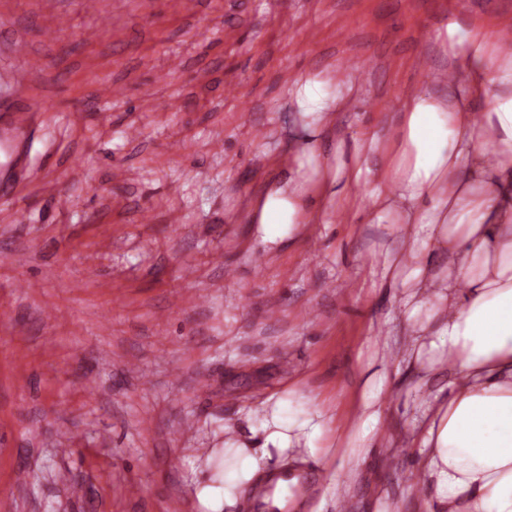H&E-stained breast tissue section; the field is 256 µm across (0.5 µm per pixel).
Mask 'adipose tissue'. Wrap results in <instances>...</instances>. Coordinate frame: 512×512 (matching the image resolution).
Instances as JSON below:
<instances>
[{
	"label": "adipose tissue",
	"mask_w": 512,
	"mask_h": 512,
	"mask_svg": "<svg viewBox=\"0 0 512 512\" xmlns=\"http://www.w3.org/2000/svg\"><path fill=\"white\" fill-rule=\"evenodd\" d=\"M437 40L447 72L467 67L463 94L416 91L349 141L330 137L352 100L349 74L337 71L318 92L310 78L290 81L304 135L253 221L340 215L389 225L403 246L386 253L381 284L409 289L411 354L447 363L450 375L417 434L428 450L419 476L438 512H512V52L497 29L455 19ZM363 181L372 185L365 213L351 192ZM234 457L221 486L199 494L207 512H221L258 469L256 451L242 446Z\"/></svg>",
	"instance_id": "obj_1"
}]
</instances>
